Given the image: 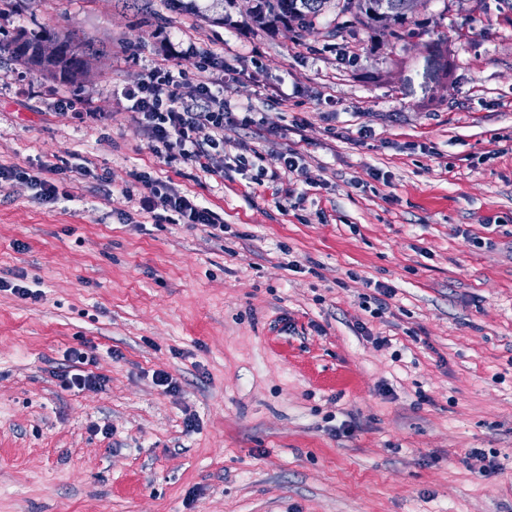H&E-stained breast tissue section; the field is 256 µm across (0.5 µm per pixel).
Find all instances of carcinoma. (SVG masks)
Masks as SVG:
<instances>
[{
    "instance_id": "1",
    "label": "carcinoma",
    "mask_w": 512,
    "mask_h": 512,
    "mask_svg": "<svg viewBox=\"0 0 512 512\" xmlns=\"http://www.w3.org/2000/svg\"><path fill=\"white\" fill-rule=\"evenodd\" d=\"M331 0H257L252 20L262 28L272 30L288 22L297 23L305 31L315 29L319 17ZM385 6V16L392 20L390 33L401 39L409 33L411 17L406 11L405 0H336V26L333 32L340 35L369 33L381 24L378 4ZM52 36L61 45V53L53 62L43 65L34 59V47L44 37ZM11 55L26 64L40 68L47 77L64 83H76L84 76L83 57L98 56L104 50L96 42L76 30H50L39 26L32 31L19 32L7 44Z\"/></svg>"
}]
</instances>
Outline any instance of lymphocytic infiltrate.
<instances>
[{
	"label": "lymphocytic infiltrate",
	"mask_w": 512,
	"mask_h": 512,
	"mask_svg": "<svg viewBox=\"0 0 512 512\" xmlns=\"http://www.w3.org/2000/svg\"><path fill=\"white\" fill-rule=\"evenodd\" d=\"M178 81L171 71L155 70L124 92L130 103L132 120L148 133L151 148L163 159L172 157L209 171L212 152L224 142V127L232 123L224 100L208 84H201L200 94L206 106L193 110L178 103ZM138 195L140 209L148 214L170 211L180 223L216 225L214 213L201 203L159 183L145 182Z\"/></svg>",
	"instance_id": "obj_1"
}]
</instances>
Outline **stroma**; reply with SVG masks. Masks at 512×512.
I'll return each instance as SVG.
<instances>
[{
  "label": "stroma",
  "instance_id": "stroma-1",
  "mask_svg": "<svg viewBox=\"0 0 512 512\" xmlns=\"http://www.w3.org/2000/svg\"><path fill=\"white\" fill-rule=\"evenodd\" d=\"M196 4L0 12L2 41L38 23L106 51L74 85L0 56L23 173L0 181V512H512V9L422 0L398 41ZM159 68L251 114L211 172L132 121L122 90ZM291 150L302 175L272 180ZM140 174L219 228L141 212ZM87 345L105 387H64Z\"/></svg>",
  "mask_w": 512,
  "mask_h": 512
}]
</instances>
